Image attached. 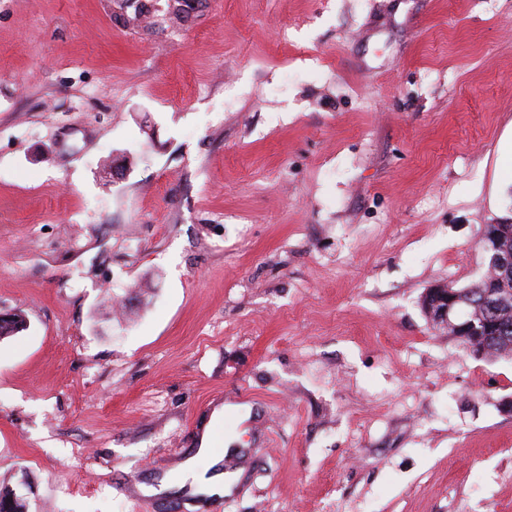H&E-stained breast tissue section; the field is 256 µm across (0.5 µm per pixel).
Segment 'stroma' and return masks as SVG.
Returning <instances> with one entry per match:
<instances>
[{
	"mask_svg": "<svg viewBox=\"0 0 512 512\" xmlns=\"http://www.w3.org/2000/svg\"><path fill=\"white\" fill-rule=\"evenodd\" d=\"M169 4L0 0V495L170 512L209 427L211 512H512L421 308L512 223V0ZM187 471L188 475L185 478L191 477L197 486V492L206 495L219 496L222 493H228L236 481L233 474H227L224 477L221 474H216L206 478L203 474L195 473L191 468H187Z\"/></svg>",
	"mask_w": 512,
	"mask_h": 512,
	"instance_id": "1",
	"label": "stroma"
}]
</instances>
